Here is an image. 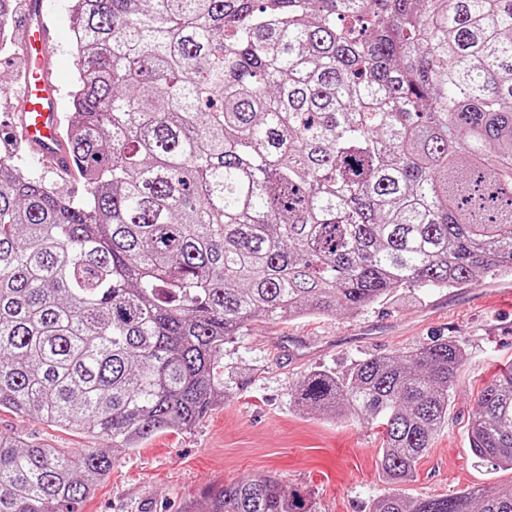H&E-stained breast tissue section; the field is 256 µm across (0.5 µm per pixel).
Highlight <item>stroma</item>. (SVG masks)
Wrapping results in <instances>:
<instances>
[{
    "instance_id": "obj_1",
    "label": "stroma",
    "mask_w": 512,
    "mask_h": 512,
    "mask_svg": "<svg viewBox=\"0 0 512 512\" xmlns=\"http://www.w3.org/2000/svg\"><path fill=\"white\" fill-rule=\"evenodd\" d=\"M59 33L55 65L63 93L80 61L71 41V0H51ZM0 152L22 158L23 172L75 196L80 170L57 171L31 158L12 130L0 95ZM435 340L460 343L465 354L448 418L420 459L411 482L393 486L378 468L382 439L375 424L335 418L294 400L309 372L348 370L355 361L406 353ZM224 399L195 426L171 430L116 452L112 472L78 512H188L209 489L271 476L306 493L315 512H369L398 491L415 499L512 483V471L489 472L472 455L468 426L482 387L512 364V275L486 274L458 289L400 288L356 313L256 321L224 346ZM0 433L56 448H101L90 436L0 412Z\"/></svg>"
}]
</instances>
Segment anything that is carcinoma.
Here are the masks:
<instances>
[{
    "label": "carcinoma",
    "instance_id": "carcinoma-1",
    "mask_svg": "<svg viewBox=\"0 0 512 512\" xmlns=\"http://www.w3.org/2000/svg\"><path fill=\"white\" fill-rule=\"evenodd\" d=\"M71 199L0 161V411L110 447L0 434V512H73L116 448L224 400L259 320L357 312L396 288L512 272V0H74ZM465 361L453 342L316 369L302 406L381 429L412 480ZM472 455L512 470V368ZM190 512H312L271 478ZM371 512H512V487Z\"/></svg>",
    "mask_w": 512,
    "mask_h": 512
}]
</instances>
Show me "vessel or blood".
<instances>
[{"instance_id": "b4317fda", "label": "vessel or blood", "mask_w": 512, "mask_h": 512, "mask_svg": "<svg viewBox=\"0 0 512 512\" xmlns=\"http://www.w3.org/2000/svg\"><path fill=\"white\" fill-rule=\"evenodd\" d=\"M44 5L45 0H26L24 5L19 47L25 71L14 115L22 141L36 158L63 168L71 165L72 160L60 133V89L53 59L57 35Z\"/></svg>"}]
</instances>
